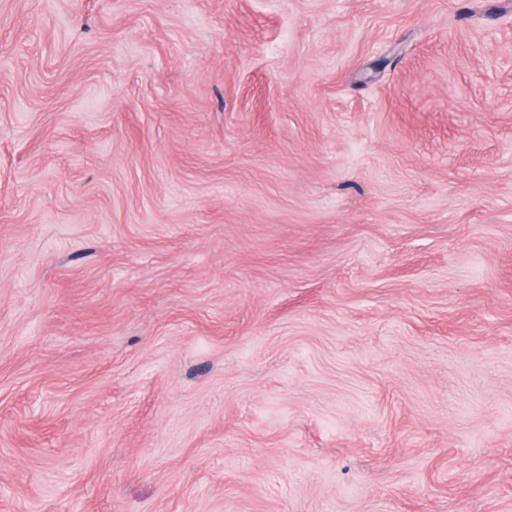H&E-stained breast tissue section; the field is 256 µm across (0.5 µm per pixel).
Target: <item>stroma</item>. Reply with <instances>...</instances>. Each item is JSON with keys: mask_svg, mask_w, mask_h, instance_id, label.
<instances>
[{"mask_svg": "<svg viewBox=\"0 0 512 512\" xmlns=\"http://www.w3.org/2000/svg\"><path fill=\"white\" fill-rule=\"evenodd\" d=\"M512 0H0V512H512Z\"/></svg>", "mask_w": 512, "mask_h": 512, "instance_id": "stroma-1", "label": "stroma"}]
</instances>
